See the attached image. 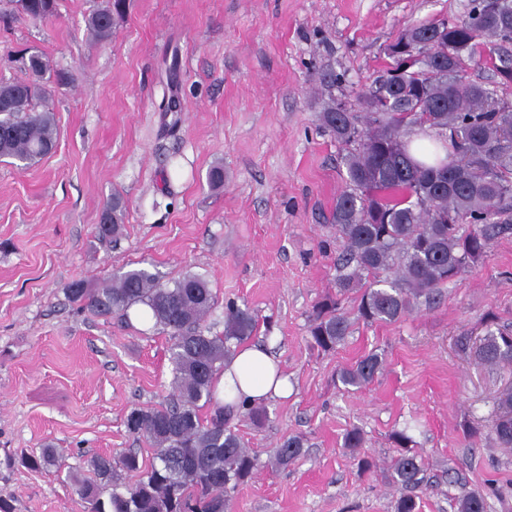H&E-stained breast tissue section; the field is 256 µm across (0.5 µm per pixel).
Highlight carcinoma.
I'll list each match as a JSON object with an SVG mask.
<instances>
[{
  "instance_id": "cac0c4a2",
  "label": "carcinoma",
  "mask_w": 512,
  "mask_h": 512,
  "mask_svg": "<svg viewBox=\"0 0 512 512\" xmlns=\"http://www.w3.org/2000/svg\"><path fill=\"white\" fill-rule=\"evenodd\" d=\"M35 23L52 18L56 0H14ZM124 0L91 13L87 29L106 41L123 13ZM512 44V0H468L465 15L436 25L413 26L388 46L392 63L375 87L358 98V112L336 111L332 98L319 115L322 127L344 147L345 189L336 198V231L343 242L338 294L319 304L310 325L312 346L331 351L349 336L351 322L341 299L358 294V319L391 323L442 297V286L462 276L486 253L489 240L512 230V102L497 89L466 80L468 70L491 66L512 81V59L488 64L486 42ZM28 78L0 83V157L20 169L52 152L57 125L50 109L34 110L50 65L32 51L24 62ZM432 131L430 149L420 160L411 154L410 134ZM125 207L112 196L101 211L106 228L100 238L122 234ZM71 300L100 317L148 307L154 325L166 330L173 366V393L158 406L133 409L130 433L144 438L154 456L146 462L127 452L90 460L96 480L77 488L84 512H232L234 494L258 469V456L231 425V411L214 396V379L237 345L255 335V314L233 302L224 304V331L203 325L218 305L209 281L197 274L165 283L147 268L117 272L109 283L90 288L75 282ZM491 367L512 368V332L489 330L475 351ZM383 360L372 351L339 373L346 387L373 382ZM207 415H202V410ZM490 431L501 448H512V390L497 399ZM397 447L388 483L402 489L425 485L421 456L412 439L396 431ZM364 436L353 428L344 447L359 468H374L361 455ZM304 447L299 436L273 449L286 468ZM135 477L132 482L125 476ZM488 492L475 489L458 503V512H487Z\"/></svg>"
}]
</instances>
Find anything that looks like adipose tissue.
<instances>
[{"instance_id": "adipose-tissue-1", "label": "adipose tissue", "mask_w": 512, "mask_h": 512, "mask_svg": "<svg viewBox=\"0 0 512 512\" xmlns=\"http://www.w3.org/2000/svg\"><path fill=\"white\" fill-rule=\"evenodd\" d=\"M291 393L288 377L263 345H242L225 362L215 380L217 399L225 404L260 403Z\"/></svg>"}]
</instances>
